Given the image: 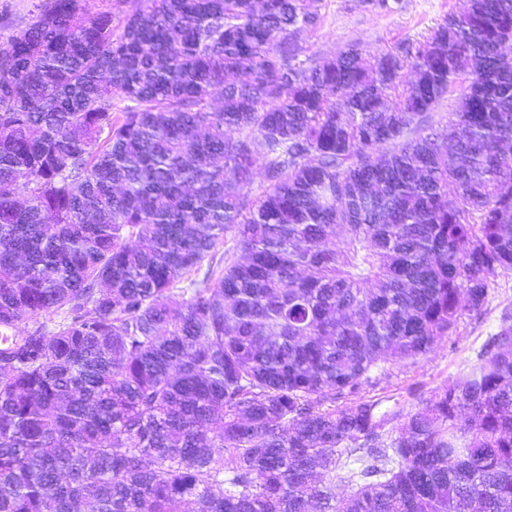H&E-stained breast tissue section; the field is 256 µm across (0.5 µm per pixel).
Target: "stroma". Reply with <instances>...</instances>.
I'll list each match as a JSON object with an SVG mask.
<instances>
[{"label":"stroma","mask_w":512,"mask_h":512,"mask_svg":"<svg viewBox=\"0 0 512 512\" xmlns=\"http://www.w3.org/2000/svg\"><path fill=\"white\" fill-rule=\"evenodd\" d=\"M458 6L459 0H389L383 10L368 0H320L319 26L301 31L298 41L315 60L333 56L353 43L373 54L406 39H421ZM507 312L512 313V270L492 276L485 306L477 312H464L456 333L437 341L425 357L372 372L366 395L390 406L414 394L429 395L448 384L474 363Z\"/></svg>","instance_id":"35a3bbf8"}]
</instances>
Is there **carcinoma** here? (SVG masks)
I'll use <instances>...</instances> for the list:
<instances>
[{
    "instance_id": "cac0c4a2",
    "label": "carcinoma",
    "mask_w": 512,
    "mask_h": 512,
    "mask_svg": "<svg viewBox=\"0 0 512 512\" xmlns=\"http://www.w3.org/2000/svg\"><path fill=\"white\" fill-rule=\"evenodd\" d=\"M316 2L44 0L0 47V512H512L511 314L363 394L512 269V0L309 64ZM134 0H103L96 2V9L104 10L112 5V30L119 34L124 26L125 18L134 8ZM488 302L478 312H464L456 333L437 341L431 351L415 363L388 364L385 371L371 373L364 391L382 400L383 407L405 400L413 393L429 395L458 377L476 356L487 338L498 332L505 311L512 313V270L490 277Z\"/></svg>"
}]
</instances>
